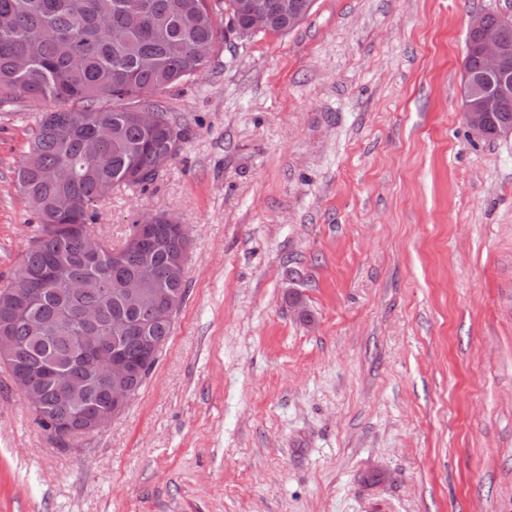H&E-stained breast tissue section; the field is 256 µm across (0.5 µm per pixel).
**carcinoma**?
<instances>
[{"instance_id": "carcinoma-1", "label": "carcinoma", "mask_w": 512, "mask_h": 512, "mask_svg": "<svg viewBox=\"0 0 512 512\" xmlns=\"http://www.w3.org/2000/svg\"><path fill=\"white\" fill-rule=\"evenodd\" d=\"M236 0H0V104L19 97L51 104L17 169L15 187L36 218L37 235L8 287L0 289V336L8 339L12 372L38 376L58 370L66 388L41 382L35 420L50 437L57 424L82 425L86 412L104 409L111 383L96 373V362L118 350L132 364L131 385L139 393L157 363L144 360L146 341H168L172 323L154 307L129 305L119 294L122 280L134 278L161 295L185 302L186 271L175 256L190 247L177 219L160 211L133 225L146 231L149 247L134 250L104 244L96 255L86 237L98 215L95 202L106 187L153 182L156 155L173 146L183 130L151 99L207 62L194 46L227 39L246 18L232 9ZM228 16L221 29L218 16ZM470 31L463 80L479 84L489 97L500 81L485 72ZM29 66L17 71L15 61ZM147 108L159 122L148 129L133 112ZM489 135L512 129V106L494 108ZM105 134L99 152L85 149L95 130ZM96 320L89 325L85 313ZM123 318L137 331L113 337L112 323Z\"/></svg>"}]
</instances>
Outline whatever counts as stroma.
<instances>
[{"instance_id":"35a3bbf8","label":"stroma","mask_w":512,"mask_h":512,"mask_svg":"<svg viewBox=\"0 0 512 512\" xmlns=\"http://www.w3.org/2000/svg\"><path fill=\"white\" fill-rule=\"evenodd\" d=\"M512 0H315L158 94L184 133L96 204L166 211L188 294L139 395L62 447L0 366V512H512V136L471 137V16ZM0 110V289L36 226Z\"/></svg>"}]
</instances>
